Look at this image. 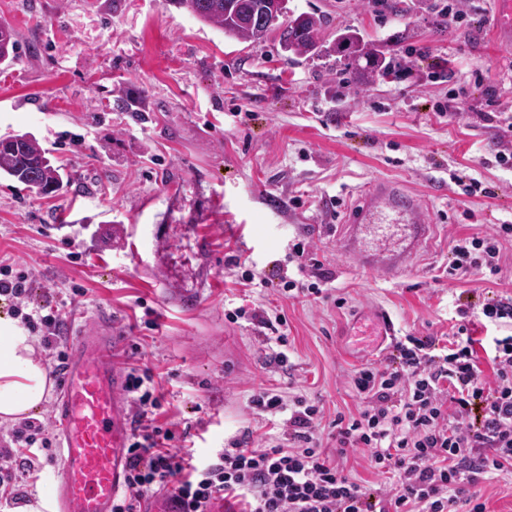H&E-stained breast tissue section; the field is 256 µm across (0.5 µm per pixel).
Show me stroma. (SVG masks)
Here are the masks:
<instances>
[{
	"label": "stroma",
	"instance_id": "1",
	"mask_svg": "<svg viewBox=\"0 0 512 512\" xmlns=\"http://www.w3.org/2000/svg\"><path fill=\"white\" fill-rule=\"evenodd\" d=\"M448 2L290 0L327 17V38L353 27L401 58L356 86L331 59L288 63L278 34L251 48L173 0H0L17 37L0 64V139L32 134L70 175L46 196L0 178V258L31 272L34 296L53 289L65 323L108 316L138 345L180 445L281 437L249 406L265 389L320 401L327 422L356 410L350 373L389 354L368 333L374 314L396 335L439 337L460 302L512 295V242L499 278L443 273L454 239L512 224V169L495 161L512 149L500 118L512 114V47L494 38L490 0H456L463 20L442 27ZM472 177L494 196L466 195ZM377 179L414 196L430 226L394 276L345 247L357 191ZM134 224L157 225L158 255L133 258ZM302 237L345 308L236 284L228 256L263 268ZM170 274L195 290L189 305L163 299ZM246 295L286 315L287 365L252 320L227 319Z\"/></svg>",
	"mask_w": 512,
	"mask_h": 512
}]
</instances>
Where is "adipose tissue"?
I'll return each mask as SVG.
<instances>
[{
  "instance_id": "adipose-tissue-1",
  "label": "adipose tissue",
  "mask_w": 512,
  "mask_h": 512,
  "mask_svg": "<svg viewBox=\"0 0 512 512\" xmlns=\"http://www.w3.org/2000/svg\"><path fill=\"white\" fill-rule=\"evenodd\" d=\"M53 384L34 337L0 312V423L37 416Z\"/></svg>"
}]
</instances>
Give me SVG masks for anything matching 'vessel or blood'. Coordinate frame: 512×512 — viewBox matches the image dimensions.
Returning <instances> with one entry per match:
<instances>
[{"mask_svg": "<svg viewBox=\"0 0 512 512\" xmlns=\"http://www.w3.org/2000/svg\"><path fill=\"white\" fill-rule=\"evenodd\" d=\"M498 38L512 41V0H492ZM388 214L391 223L410 233L380 267L397 272L428 234L415 201L378 184L365 191L349 215L347 249L356 245L360 225ZM125 339L111 326L93 333L74 327L57 403L58 479L51 512H112L126 488L127 446L131 429L128 402L122 394L120 366Z\"/></svg>", "mask_w": 512, "mask_h": 512, "instance_id": "vessel-or-blood-1", "label": "vessel or blood"}]
</instances>
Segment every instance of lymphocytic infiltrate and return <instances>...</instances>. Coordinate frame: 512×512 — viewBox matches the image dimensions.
Wrapping results in <instances>:
<instances>
[{
	"mask_svg": "<svg viewBox=\"0 0 512 512\" xmlns=\"http://www.w3.org/2000/svg\"><path fill=\"white\" fill-rule=\"evenodd\" d=\"M508 238L512 224L456 240L447 274L485 268L498 276L501 242ZM308 252V241L297 240L287 262L266 271L243 268L240 282L275 288L286 298L331 299L321 263H305ZM305 271L306 281L300 278ZM0 297L39 337L53 376H60L67 354L53 293L34 298L28 273H14L12 262L0 259ZM335 301L346 303L342 297ZM459 315L442 354H435L433 337L406 335L395 339L387 359L354 370L350 385L362 405L354 414L337 413L332 450L322 448L316 435L323 417L319 402L265 390L253 395L251 406L261 416H282L285 438L256 446L246 430L214 456L182 452L175 431L160 421L161 397L151 371L130 366V493L113 503L112 512H138L143 497L165 488L182 512H208L219 498L246 502L248 512H486L478 484L512 479V334L479 338L470 325L512 322V296L484 303L477 315L465 308ZM484 358L492 377L480 367ZM37 444L51 447L52 433L36 419L0 435L1 499L25 503L18 476L39 468ZM357 448L369 451L377 474L390 477L389 490L368 493L347 473V453Z\"/></svg>",
	"mask_w": 512,
	"mask_h": 512,
	"instance_id": "lymphocytic-infiltrate-1",
	"label": "lymphocytic infiltrate"
}]
</instances>
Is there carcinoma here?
<instances>
[{
  "instance_id": "carcinoma-1",
  "label": "carcinoma",
  "mask_w": 512,
  "mask_h": 512,
  "mask_svg": "<svg viewBox=\"0 0 512 512\" xmlns=\"http://www.w3.org/2000/svg\"><path fill=\"white\" fill-rule=\"evenodd\" d=\"M201 22L211 25L224 36L253 46L265 42L270 33H279V44L288 61L304 58H329L339 55L355 63L348 80L369 84L387 75L398 65L372 41L356 30L347 28L336 33L335 39H325V15L317 12L263 15L259 5L264 0H172ZM12 178L39 193H49L63 183L64 174L54 166L34 137L15 135L0 148V177Z\"/></svg>"
}]
</instances>
